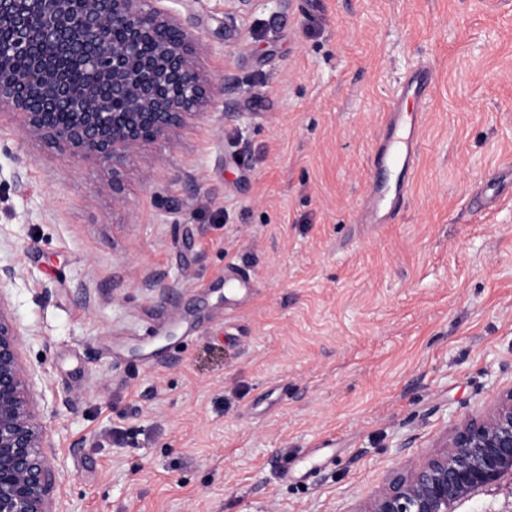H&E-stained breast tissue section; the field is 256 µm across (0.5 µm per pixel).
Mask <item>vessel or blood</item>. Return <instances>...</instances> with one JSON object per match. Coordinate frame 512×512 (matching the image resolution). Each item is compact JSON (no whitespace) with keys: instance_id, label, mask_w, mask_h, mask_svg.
I'll return each mask as SVG.
<instances>
[{"instance_id":"vessel-or-blood-1","label":"vessel or blood","mask_w":512,"mask_h":512,"mask_svg":"<svg viewBox=\"0 0 512 512\" xmlns=\"http://www.w3.org/2000/svg\"><path fill=\"white\" fill-rule=\"evenodd\" d=\"M428 68L400 83L393 97L382 133L376 140L371 164L387 173V180H373L355 221L383 224L397 216L408 195L420 151L419 131L430 81Z\"/></svg>"}]
</instances>
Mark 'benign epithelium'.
Segmentation results:
<instances>
[{
  "label": "benign epithelium",
  "instance_id": "obj_1",
  "mask_svg": "<svg viewBox=\"0 0 512 512\" xmlns=\"http://www.w3.org/2000/svg\"><path fill=\"white\" fill-rule=\"evenodd\" d=\"M164 0H0V119L78 163L118 195L129 158L171 143L223 87L204 77L192 32ZM21 333L0 296V512H55L53 444L30 390ZM512 512V386L455 427L418 467L354 512Z\"/></svg>",
  "mask_w": 512,
  "mask_h": 512
}]
</instances>
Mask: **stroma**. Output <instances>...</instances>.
Instances as JSON below:
<instances>
[{"mask_svg":"<svg viewBox=\"0 0 512 512\" xmlns=\"http://www.w3.org/2000/svg\"><path fill=\"white\" fill-rule=\"evenodd\" d=\"M178 13L226 95L134 156L121 199L0 123V294L55 508L350 512L512 387V0ZM422 64L409 196L355 223Z\"/></svg>","mask_w":512,"mask_h":512,"instance_id":"obj_1","label":"stroma"}]
</instances>
